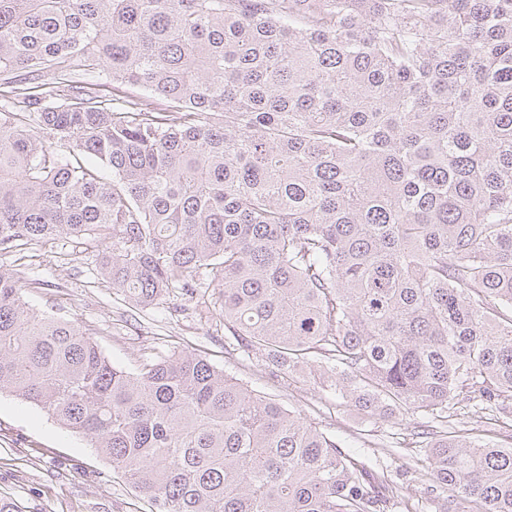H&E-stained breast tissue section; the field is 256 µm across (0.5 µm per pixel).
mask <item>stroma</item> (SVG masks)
Listing matches in <instances>:
<instances>
[{
	"label": "stroma",
	"mask_w": 512,
	"mask_h": 512,
	"mask_svg": "<svg viewBox=\"0 0 512 512\" xmlns=\"http://www.w3.org/2000/svg\"><path fill=\"white\" fill-rule=\"evenodd\" d=\"M0 269L20 275L23 297L33 308L77 320L93 333L117 367L136 372L150 360L199 354L257 393L301 413L388 480L413 481L428 465L424 433L429 418L369 416L312 377L288 378L261 353L232 350L215 277L206 280V304L170 296L136 307L99 275L98 256L81 251L67 237L0 254ZM0 494L12 497L21 512L153 509L86 439L62 429L44 409L8 393L0 394ZM412 496L417 512H445L453 505L449 490L432 497L414 483Z\"/></svg>",
	"instance_id": "1"
}]
</instances>
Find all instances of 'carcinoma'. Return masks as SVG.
I'll return each instance as SVG.
<instances>
[{"mask_svg":"<svg viewBox=\"0 0 512 512\" xmlns=\"http://www.w3.org/2000/svg\"><path fill=\"white\" fill-rule=\"evenodd\" d=\"M63 236L142 307L214 272L238 350L361 411L512 423V0H0V251ZM4 392L155 512L405 503L194 353L112 365L0 270ZM428 460L512 512V448Z\"/></svg>","mask_w":512,"mask_h":512,"instance_id":"carcinoma-1","label":"carcinoma"}]
</instances>
